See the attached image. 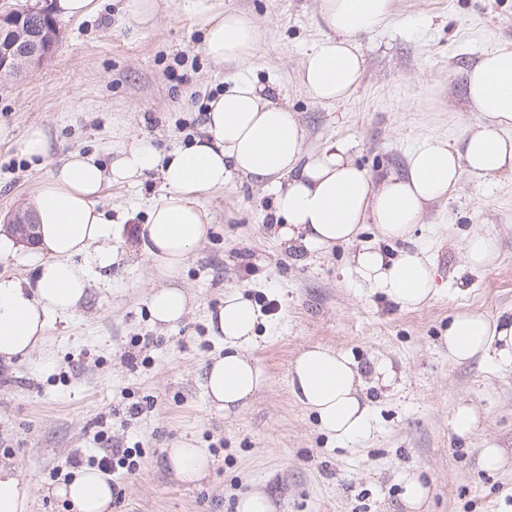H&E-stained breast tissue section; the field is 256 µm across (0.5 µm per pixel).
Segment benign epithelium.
<instances>
[{"label":"benign epithelium","instance_id":"7a95c632","mask_svg":"<svg viewBox=\"0 0 512 512\" xmlns=\"http://www.w3.org/2000/svg\"><path fill=\"white\" fill-rule=\"evenodd\" d=\"M59 31L49 12L36 6L14 9L0 5V76H18L42 66L50 57ZM17 240L36 244V225L24 217H12Z\"/></svg>","mask_w":512,"mask_h":512}]
</instances>
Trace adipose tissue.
<instances>
[{"instance_id": "ef3b65f1", "label": "adipose tissue", "mask_w": 512, "mask_h": 512, "mask_svg": "<svg viewBox=\"0 0 512 512\" xmlns=\"http://www.w3.org/2000/svg\"><path fill=\"white\" fill-rule=\"evenodd\" d=\"M392 3L319 0L330 34L306 55L301 72L313 100L338 101L357 88L365 66L358 37L385 27ZM192 9L203 32V51L215 64H245L265 42L254 19L225 10L222 0H192ZM465 83L468 108L477 121L464 134L463 151L442 137H423L408 153L405 172L379 183L352 161L342 143L308 153L305 130L294 112L248 79L213 98L204 136L168 157L147 141L118 143L107 169L82 153H70L31 201L48 259L38 264L32 279L0 275V360L8 363L41 348L49 322L74 315L92 280L106 279L118 253L96 199L105 183L133 185L153 171L166 187L152 201L143 233L146 253L167 279L147 297L155 324L177 325L187 313L190 298L175 281L210 229L198 199L223 188L236 173L271 181L274 221L290 248L357 245L352 256L357 277L400 307H419L437 292L431 260L414 251L385 258L378 241L408 239L426 206L447 197L462 175L481 185L512 175V49L484 52L467 71ZM369 223L375 243L358 244ZM259 321L258 309L235 291L225 293L223 305L209 317L224 354L207 364L203 388L210 404L225 413L243 411L266 383L248 353ZM446 343L453 360L489 352L498 364L512 366V318L499 323L479 313L456 314ZM363 385L349 355L322 346L297 357L289 381L295 400L342 440L370 432ZM54 494L68 501L72 512H112V485L92 468L58 485Z\"/></svg>"}]
</instances>
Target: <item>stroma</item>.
I'll return each mask as SVG.
<instances>
[{
    "label": "stroma",
    "instance_id": "1",
    "mask_svg": "<svg viewBox=\"0 0 512 512\" xmlns=\"http://www.w3.org/2000/svg\"><path fill=\"white\" fill-rule=\"evenodd\" d=\"M265 32L248 63L215 65L190 0H160L152 24L124 13V0H99L82 20L60 19L53 56L20 78L0 81V219L23 212L56 163L73 150L110 162L113 133L153 141L160 155L193 143L207 102L243 77L273 89L307 133L309 150L345 143L373 178L403 172L427 135L460 144L474 119L465 109V74L485 50L512 49V0H393L390 26L361 37L365 70L355 91L314 101L300 81L310 48L328 33L318 0H223ZM49 129L53 152L39 165L21 151L28 129ZM163 192L158 174L134 186L104 185L97 199L112 224L120 260L108 290L91 289L81 309L53 321L42 350L0 363V465L28 485L30 512H69L53 488L71 478L73 457L107 448H139V471L115 480L112 512H236L239 498L264 490L276 512H408L406 473L418 472L426 512H512V367L476 356L457 363L444 336L449 319L475 311L512 315V176L487 186L462 178L448 199L428 206L409 249L433 262L438 294L407 310L374 294L354 274V246L325 252L288 249L271 213V188L235 176L200 197L211 230L185 263L179 284L194 297L174 327L153 323L146 292L161 279L142 245L150 203ZM491 232L494 267L470 270L468 237ZM44 252L0 237V274L32 277ZM254 304L274 301L258 326L251 356L267 383L238 415L206 400V363L223 354L209 315L225 292ZM322 345L350 353L370 400L371 432L339 442L320 429L289 391L292 363ZM388 361L394 378L374 382ZM481 419L456 437L459 404ZM139 414H131V406ZM494 441L508 460L483 468ZM205 448L209 471L182 481L171 448Z\"/></svg>",
    "mask_w": 512,
    "mask_h": 512
}]
</instances>
